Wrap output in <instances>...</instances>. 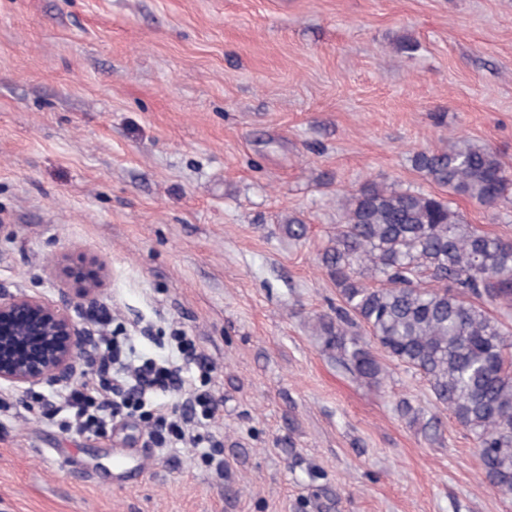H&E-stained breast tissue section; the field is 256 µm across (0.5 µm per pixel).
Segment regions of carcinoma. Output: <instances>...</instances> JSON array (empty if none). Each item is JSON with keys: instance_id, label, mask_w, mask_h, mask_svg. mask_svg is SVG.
Here are the masks:
<instances>
[{"instance_id": "obj_1", "label": "carcinoma", "mask_w": 512, "mask_h": 512, "mask_svg": "<svg viewBox=\"0 0 512 512\" xmlns=\"http://www.w3.org/2000/svg\"><path fill=\"white\" fill-rule=\"evenodd\" d=\"M412 166L448 196L366 182L340 201L320 253L341 305L313 330L323 351L380 386L385 361L420 376L435 405L473 435L482 475L512 494V330L489 309H512V239L469 223L452 197L493 208L512 177L489 146L463 137L413 154ZM429 441L443 428L399 400Z\"/></svg>"}]
</instances>
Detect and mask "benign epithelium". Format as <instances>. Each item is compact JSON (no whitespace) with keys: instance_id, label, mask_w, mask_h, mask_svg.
I'll return each mask as SVG.
<instances>
[{"instance_id":"obj_1","label":"benign epithelium","mask_w":512,"mask_h":512,"mask_svg":"<svg viewBox=\"0 0 512 512\" xmlns=\"http://www.w3.org/2000/svg\"><path fill=\"white\" fill-rule=\"evenodd\" d=\"M67 275L78 279L75 304L92 313L99 306L97 273ZM92 330L58 305L25 293L0 289V384L21 396L43 384H67L87 369Z\"/></svg>"}]
</instances>
